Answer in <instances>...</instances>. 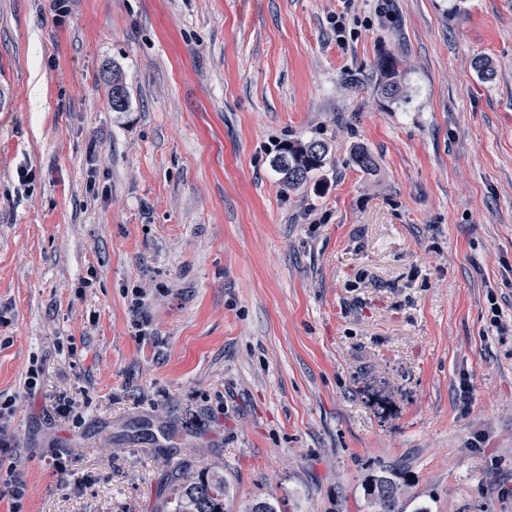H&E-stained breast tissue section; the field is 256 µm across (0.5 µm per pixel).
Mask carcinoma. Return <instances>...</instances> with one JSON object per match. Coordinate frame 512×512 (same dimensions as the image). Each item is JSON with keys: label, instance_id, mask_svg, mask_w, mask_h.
I'll return each mask as SVG.
<instances>
[{"label": "carcinoma", "instance_id": "obj_1", "mask_svg": "<svg viewBox=\"0 0 512 512\" xmlns=\"http://www.w3.org/2000/svg\"><path fill=\"white\" fill-rule=\"evenodd\" d=\"M398 66V60L390 55L383 57L378 64L381 91L389 98L400 95L401 73ZM109 82L112 111L122 112L129 104L126 86L116 72L112 73ZM326 155L327 146L319 140L288 142L279 148L274 165L282 175L284 185L296 190L305 184L312 172L324 165ZM165 485L174 496L175 512H226L227 487L224 475L217 471L202 467L191 473L186 466L168 474ZM369 494L377 512H401L398 487L391 478L382 475L373 478Z\"/></svg>", "mask_w": 512, "mask_h": 512}]
</instances>
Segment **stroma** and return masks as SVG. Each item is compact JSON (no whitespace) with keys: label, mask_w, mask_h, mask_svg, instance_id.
I'll return each mask as SVG.
<instances>
[{"label":"stroma","mask_w":512,"mask_h":512,"mask_svg":"<svg viewBox=\"0 0 512 512\" xmlns=\"http://www.w3.org/2000/svg\"><path fill=\"white\" fill-rule=\"evenodd\" d=\"M0 90V512H512V0H0ZM398 66V60L390 55L383 57L378 64L381 91L388 98H397L400 95L401 73ZM327 146L319 140L288 142L282 145L274 159L277 171L288 189H299L309 175L320 169L326 160ZM165 485L174 496L175 512L227 511V487L223 474L217 471L202 467L191 473L185 466L168 474ZM396 490V483L387 476L381 475L372 479L369 494L378 509L377 512H401Z\"/></svg>","instance_id":"obj_1"}]
</instances>
